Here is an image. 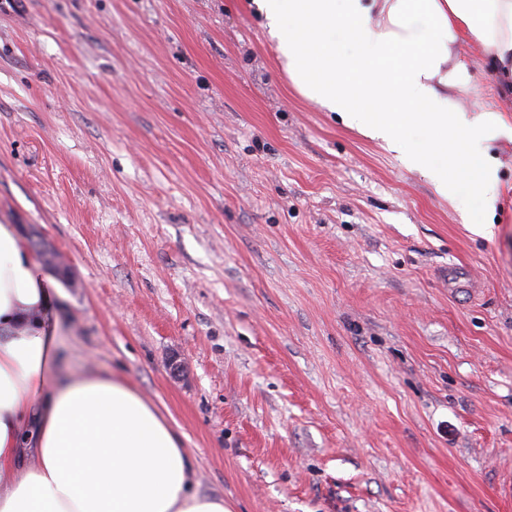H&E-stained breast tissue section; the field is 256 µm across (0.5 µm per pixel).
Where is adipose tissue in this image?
I'll return each mask as SVG.
<instances>
[{
  "label": "adipose tissue",
  "mask_w": 512,
  "mask_h": 512,
  "mask_svg": "<svg viewBox=\"0 0 512 512\" xmlns=\"http://www.w3.org/2000/svg\"><path fill=\"white\" fill-rule=\"evenodd\" d=\"M289 78L343 125L383 143L440 195L473 198L475 233L494 235L495 159L473 148L512 124L459 112L482 63L512 98V0H252ZM423 137L411 150L412 133ZM56 286L17 225L0 224V512H228L196 490L184 435L131 384L70 376L56 343Z\"/></svg>",
  "instance_id": "ef3b65f1"
}]
</instances>
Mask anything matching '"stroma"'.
<instances>
[{
    "instance_id": "stroma-1",
    "label": "stroma",
    "mask_w": 512,
    "mask_h": 512,
    "mask_svg": "<svg viewBox=\"0 0 512 512\" xmlns=\"http://www.w3.org/2000/svg\"><path fill=\"white\" fill-rule=\"evenodd\" d=\"M473 77L461 111L501 106ZM495 235L301 96L248 0H0V224L70 270L60 356L132 382L229 512H512Z\"/></svg>"
}]
</instances>
